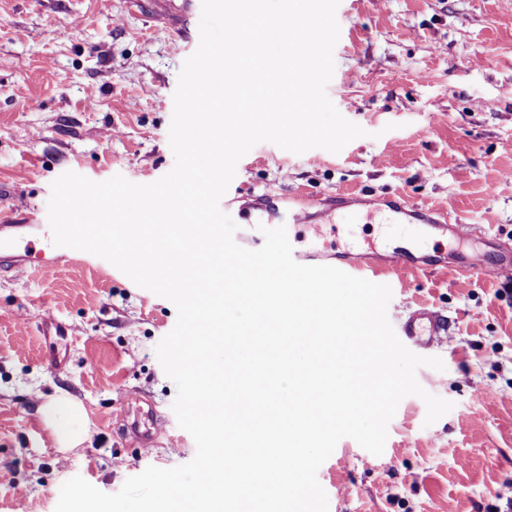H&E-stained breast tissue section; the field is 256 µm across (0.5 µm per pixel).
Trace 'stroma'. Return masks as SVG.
<instances>
[{"mask_svg":"<svg viewBox=\"0 0 512 512\" xmlns=\"http://www.w3.org/2000/svg\"><path fill=\"white\" fill-rule=\"evenodd\" d=\"M336 18L326 92L364 136L337 153L259 143L239 196L270 207L296 193L402 196L476 225L470 252L512 251V0H340ZM199 24L187 20V38L158 26L150 0L134 13L124 0H0V213L47 223L51 184L68 171L137 184L170 172L173 95ZM307 244L378 257L456 248L382 212L320 225ZM391 290L390 323L421 305L447 315V336L425 351L444 368L416 378L453 407L429 425L424 401L405 397L379 456L340 440L317 473L329 512H512V288L451 268ZM176 319L171 301L97 256L47 276L0 271V512H55L73 477L114 494L194 457L155 352ZM59 394L89 415L72 449L40 413ZM134 396L159 422L148 446L126 426Z\"/></svg>","mask_w":512,"mask_h":512,"instance_id":"1","label":"stroma"}]
</instances>
